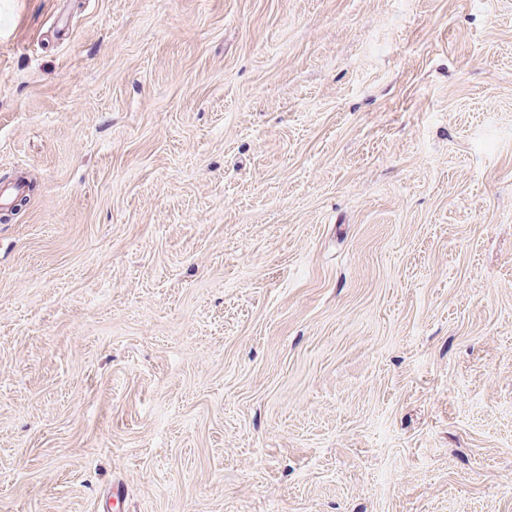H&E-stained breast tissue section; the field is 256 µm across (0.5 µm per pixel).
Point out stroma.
<instances>
[{
	"label": "stroma",
	"instance_id": "obj_1",
	"mask_svg": "<svg viewBox=\"0 0 512 512\" xmlns=\"http://www.w3.org/2000/svg\"><path fill=\"white\" fill-rule=\"evenodd\" d=\"M17 175L0 512H512V0H0Z\"/></svg>",
	"mask_w": 512,
	"mask_h": 512
}]
</instances>
